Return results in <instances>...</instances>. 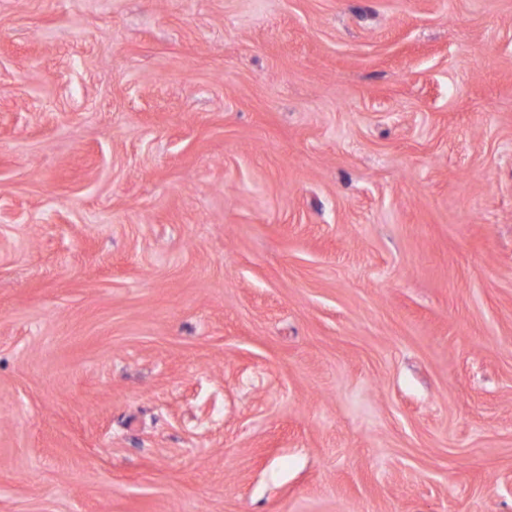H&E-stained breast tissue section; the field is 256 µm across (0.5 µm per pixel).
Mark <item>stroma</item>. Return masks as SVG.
I'll return each instance as SVG.
<instances>
[{
	"instance_id": "obj_1",
	"label": "stroma",
	"mask_w": 512,
	"mask_h": 512,
	"mask_svg": "<svg viewBox=\"0 0 512 512\" xmlns=\"http://www.w3.org/2000/svg\"><path fill=\"white\" fill-rule=\"evenodd\" d=\"M0 512H512V0H0Z\"/></svg>"
}]
</instances>
